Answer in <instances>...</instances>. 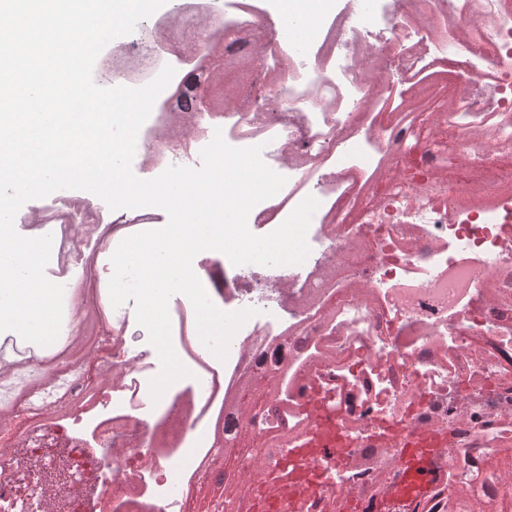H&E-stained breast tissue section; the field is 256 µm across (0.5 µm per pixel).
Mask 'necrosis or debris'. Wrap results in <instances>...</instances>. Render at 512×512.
I'll return each instance as SVG.
<instances>
[{
  "mask_svg": "<svg viewBox=\"0 0 512 512\" xmlns=\"http://www.w3.org/2000/svg\"><path fill=\"white\" fill-rule=\"evenodd\" d=\"M279 25L264 0H179L113 46L112 83L137 86L136 57L189 66L198 91L211 89L189 43L203 28L225 56L250 57L247 79L224 70V111L191 125L161 93L137 170L199 167L218 130L230 146L262 145L286 183L249 229L269 234L316 197L307 259L211 274L225 311H256L224 361L191 347L194 309L170 299L189 375L160 401L144 397L161 364L143 331L113 328L119 378L26 430L27 452L64 464L68 512L106 495L113 512H182L172 478L210 457L216 405L250 445L224 489L241 512H512V0H390L377 22L346 0L294 38ZM320 416L337 450L304 453ZM409 435L434 456L413 508L391 498ZM40 490L0 461V500Z\"/></svg>",
  "mask_w": 512,
  "mask_h": 512,
  "instance_id": "necrosis-or-debris-1",
  "label": "necrosis or debris"
}]
</instances>
